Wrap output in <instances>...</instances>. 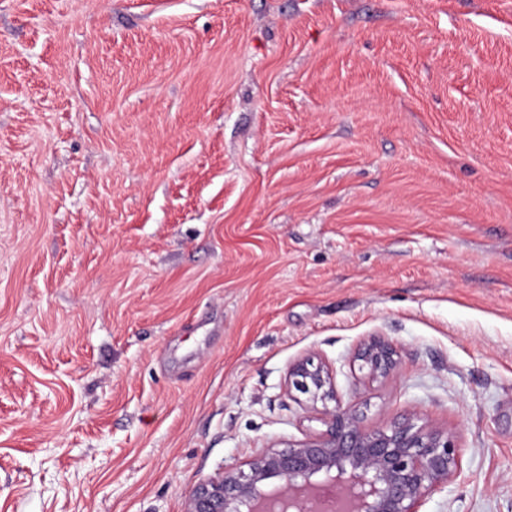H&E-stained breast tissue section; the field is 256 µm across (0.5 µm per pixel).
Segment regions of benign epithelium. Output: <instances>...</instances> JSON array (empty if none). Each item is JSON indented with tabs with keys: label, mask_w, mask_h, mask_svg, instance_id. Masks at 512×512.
I'll return each mask as SVG.
<instances>
[{
	"label": "benign epithelium",
	"mask_w": 512,
	"mask_h": 512,
	"mask_svg": "<svg viewBox=\"0 0 512 512\" xmlns=\"http://www.w3.org/2000/svg\"><path fill=\"white\" fill-rule=\"evenodd\" d=\"M390 344L373 339L356 359L371 377L395 365ZM288 381L312 402L336 400L333 369L310 358ZM325 430L284 446L259 448L241 465L196 484L183 512H420L463 474L458 437L407 418L369 429L355 406L324 410Z\"/></svg>",
	"instance_id": "1"
}]
</instances>
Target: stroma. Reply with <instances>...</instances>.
<instances>
[{"instance_id":"35a3bbf8","label":"stroma","mask_w":512,"mask_h":512,"mask_svg":"<svg viewBox=\"0 0 512 512\" xmlns=\"http://www.w3.org/2000/svg\"><path fill=\"white\" fill-rule=\"evenodd\" d=\"M306 357L512 512V0H0V512H182ZM395 351L389 343L373 339L357 353L356 360L362 362V368L368 370L371 377L388 376L395 365Z\"/></svg>"}]
</instances>
